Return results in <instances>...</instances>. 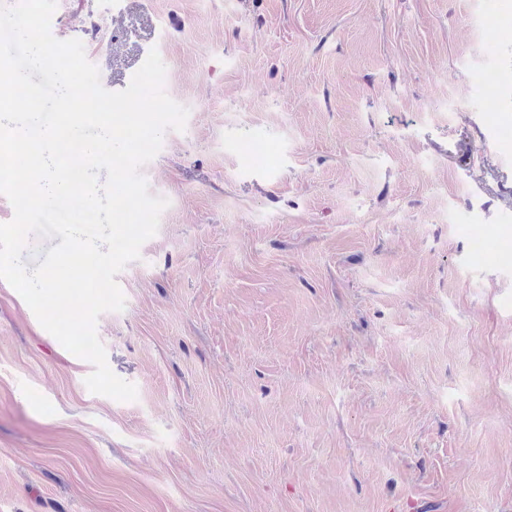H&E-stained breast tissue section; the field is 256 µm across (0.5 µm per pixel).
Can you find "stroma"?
<instances>
[{"mask_svg":"<svg viewBox=\"0 0 512 512\" xmlns=\"http://www.w3.org/2000/svg\"><path fill=\"white\" fill-rule=\"evenodd\" d=\"M189 110L97 321L0 279V512H512V0H57Z\"/></svg>","mask_w":512,"mask_h":512,"instance_id":"stroma-1","label":"stroma"}]
</instances>
